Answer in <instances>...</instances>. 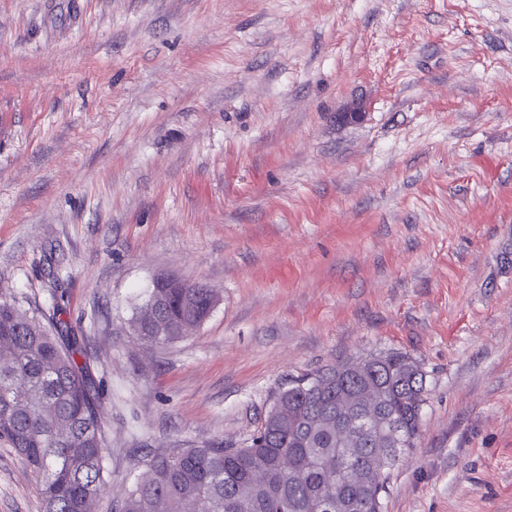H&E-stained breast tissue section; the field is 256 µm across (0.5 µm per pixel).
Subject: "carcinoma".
<instances>
[{"label":"carcinoma","instance_id":"1","mask_svg":"<svg viewBox=\"0 0 512 512\" xmlns=\"http://www.w3.org/2000/svg\"><path fill=\"white\" fill-rule=\"evenodd\" d=\"M206 293L154 283L170 335H153L141 307L137 339L178 340L183 323L208 317ZM16 309L0 296V440L44 474L43 512H93L107 489L100 383L68 324L32 314L33 329H21ZM426 395L425 371L402 352L302 376L276 394L245 444L148 458L112 512H382L389 469L414 448Z\"/></svg>","mask_w":512,"mask_h":512}]
</instances>
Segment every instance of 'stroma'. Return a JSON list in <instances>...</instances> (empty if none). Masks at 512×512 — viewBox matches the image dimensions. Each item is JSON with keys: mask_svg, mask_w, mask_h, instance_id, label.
<instances>
[{"mask_svg": "<svg viewBox=\"0 0 512 512\" xmlns=\"http://www.w3.org/2000/svg\"><path fill=\"white\" fill-rule=\"evenodd\" d=\"M161 275L218 302L147 347ZM0 295L104 382L96 512L391 350L428 395L383 512H512V0H0ZM40 489L0 441V512Z\"/></svg>", "mask_w": 512, "mask_h": 512, "instance_id": "1", "label": "stroma"}]
</instances>
